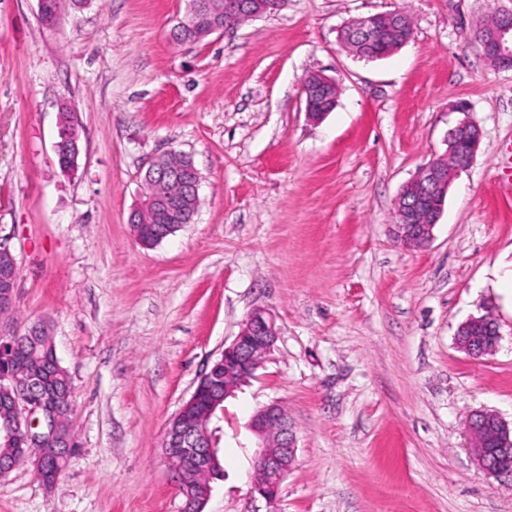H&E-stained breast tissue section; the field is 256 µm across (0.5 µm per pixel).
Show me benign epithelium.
Listing matches in <instances>:
<instances>
[{"instance_id": "1", "label": "benign epithelium", "mask_w": 512, "mask_h": 512, "mask_svg": "<svg viewBox=\"0 0 512 512\" xmlns=\"http://www.w3.org/2000/svg\"><path fill=\"white\" fill-rule=\"evenodd\" d=\"M279 0H230L226 7L243 8L256 19L278 7ZM218 14L204 0H196L189 7L188 19L179 23L172 32L173 39L187 33L199 38L221 34ZM485 60L496 68H512V10H500L477 32ZM399 39L401 44L411 40L403 33V17L399 14L376 13L358 17L345 25L339 34L340 40H357L368 44L373 41ZM305 114L308 119L318 121L325 116L319 110L322 103L337 98L336 83L320 72L308 73L301 84ZM447 154L457 152L464 144L467 150L455 166L442 165L431 160L404 186L397 198L394 223L400 242L410 248L426 246L433 236V228L443 210L448 189L454 178L473 163L481 143L479 127L469 121L459 122L447 139ZM57 157L68 161L62 165L65 172L75 170L80 154L78 136L68 126L57 128L55 141ZM150 175L156 178L171 177L182 185L184 192H198L200 174L191 157L169 150L150 162ZM0 261L12 275H0V316L15 307L17 262L10 249L0 242ZM278 339V330L273 317L265 310L256 309L243 321L234 340L222 351L218 363L224 367V375L216 373V367L207 368L201 374L192 395L207 389L213 392L210 408L201 424L188 422L177 413L169 421L163 440V453L169 467L181 478L180 493L184 498L182 512H203L209 494L195 492L196 483L206 486L218 462L220 437L207 430L208 418L215 410H224L222 404L236 396L238 390L248 383L261 367L266 355ZM12 387L5 406L11 415L8 429H0V441L16 449L13 457L0 458V476L23 463H31L36 474L43 477L53 463L68 456L75 442L70 427L63 425L61 412L68 399L54 394L48 395L41 384L40 374L17 367L0 378ZM489 427L499 433L498 449L512 455V428L499 416L478 412L466 423V432L472 440V454L476 464L486 473L493 472L487 463L483 442L479 433ZM248 429L258 440L253 465L262 475L264 484L253 486L267 501L278 499L280 487L290 472L297 455V438L288 421L284 408L270 404L258 409L248 423Z\"/></svg>"}]
</instances>
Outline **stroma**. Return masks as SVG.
Listing matches in <instances>:
<instances>
[{
    "mask_svg": "<svg viewBox=\"0 0 512 512\" xmlns=\"http://www.w3.org/2000/svg\"><path fill=\"white\" fill-rule=\"evenodd\" d=\"M187 0H0V241L18 263L0 334L46 328L73 392L79 444L55 489L21 464L0 512H181L162 452L170 418L256 308L278 339L224 404L222 480L204 512H512V482L477 467L465 424H512V69L476 29L512 0H281L196 43L171 29ZM400 10L414 37L367 61L338 32ZM338 101L309 121L306 74ZM81 153L62 171L58 113ZM463 119L482 131L431 242L393 234L398 194L445 154ZM188 154L192 223L153 248L129 223L149 160ZM491 313L501 339L474 359L455 334ZM276 403L296 461L276 503L251 491L252 414Z\"/></svg>",
    "mask_w": 512,
    "mask_h": 512,
    "instance_id": "1",
    "label": "stroma"
}]
</instances>
